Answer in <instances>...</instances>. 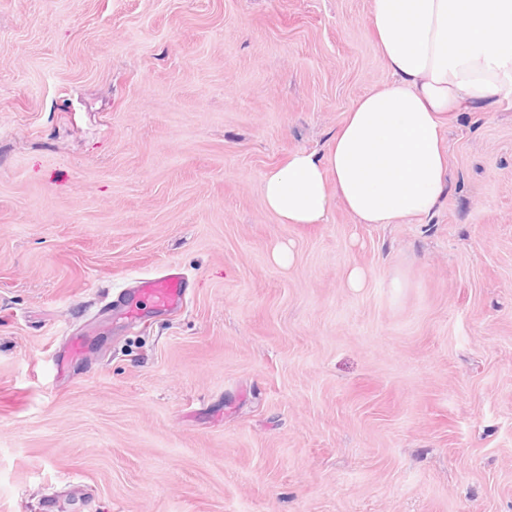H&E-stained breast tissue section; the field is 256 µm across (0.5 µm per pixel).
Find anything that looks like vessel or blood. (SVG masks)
Segmentation results:
<instances>
[{
    "label": "vessel or blood",
    "mask_w": 512,
    "mask_h": 512,
    "mask_svg": "<svg viewBox=\"0 0 512 512\" xmlns=\"http://www.w3.org/2000/svg\"><path fill=\"white\" fill-rule=\"evenodd\" d=\"M188 278L177 269H169L158 276H141L136 278L131 291L120 292L108 305L113 315L126 322H134L140 316L142 306L164 312L180 311L186 301ZM89 357L88 342L84 339H72L64 354L58 356L56 369L60 374H67L74 364L87 361Z\"/></svg>",
    "instance_id": "obj_1"
}]
</instances>
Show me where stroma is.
<instances>
[{
	"label": "stroma",
	"mask_w": 512,
	"mask_h": 512,
	"mask_svg": "<svg viewBox=\"0 0 512 512\" xmlns=\"http://www.w3.org/2000/svg\"><path fill=\"white\" fill-rule=\"evenodd\" d=\"M370 6L0 0V512H512V98L421 223L262 202L389 81ZM128 293L122 290L107 309L127 323L136 321L143 305L164 312L180 311L186 301L188 277L176 268L158 276H141ZM88 340L72 339L63 355L58 356L56 369L61 375L67 374L74 364L78 362L91 361L89 357Z\"/></svg>",
	"instance_id": "1"
}]
</instances>
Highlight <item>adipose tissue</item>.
I'll list each match as a JSON object with an SVG mask.
<instances>
[{"mask_svg":"<svg viewBox=\"0 0 512 512\" xmlns=\"http://www.w3.org/2000/svg\"><path fill=\"white\" fill-rule=\"evenodd\" d=\"M369 24L391 79L324 150L263 173L280 223H326L337 202L359 224L428 217L448 188L445 121L512 95V0H371Z\"/></svg>","mask_w":512,"mask_h":512,"instance_id":"1","label":"adipose tissue"}]
</instances>
